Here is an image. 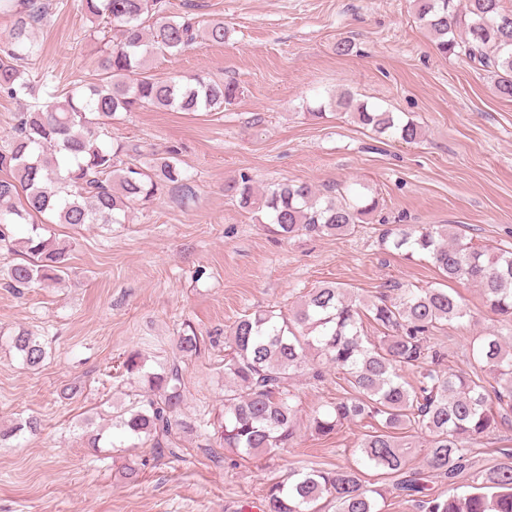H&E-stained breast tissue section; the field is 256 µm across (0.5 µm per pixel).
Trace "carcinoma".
Here are the masks:
<instances>
[{
	"label": "carcinoma",
	"instance_id": "cac0c4a2",
	"mask_svg": "<svg viewBox=\"0 0 512 512\" xmlns=\"http://www.w3.org/2000/svg\"><path fill=\"white\" fill-rule=\"evenodd\" d=\"M501 0H413L416 20L443 56L463 57L495 77L494 90L512 100V23ZM169 0H78L77 9L94 24L98 42L90 81L64 89L49 72L33 76L38 49L33 26L51 3L0 0V12L14 23L0 43V95L35 104L17 114L0 147V248L14 250L16 227L29 225L22 240L26 259L0 267V281L21 294L48 287L68 275L70 249L42 233L45 224H124L134 204L152 200L171 184L187 179L179 149L145 152L139 144H113L108 127L124 113L144 108L177 112L213 111L234 100L238 87L197 76L186 82L148 73L160 57H175L198 43H224V22L201 26L194 18L169 11ZM154 23H149V20ZM135 79H130V76ZM336 108L362 126L411 143L421 128L392 112L375 110L343 93L319 109ZM244 208L264 213L269 231L283 237L345 235L374 212L378 201L350 185L335 196H319L308 183H280L256 194L249 174L225 185ZM381 244L407 258L424 256L447 282L465 280L481 288L495 322L512 327V246L488 247L462 235H447L439 225L395 224ZM365 300L336 283L301 296L291 314L256 310L235 322L224 355V415L217 417L221 446L238 456L276 454L296 435V376L323 377L321 362L336 368L346 384L343 396L314 412L309 429L327 437L347 423L368 422L353 466L292 470L270 483L263 512H380L382 490L366 484L365 472L394 479L393 489L417 512H512V448L481 474L480 491L457 493L455 479L470 465V444L512 413V352L497 331L480 337L478 362L493 376L489 395L481 378L443 372L447 353L433 342L453 323L470 318L467 307L446 288H406L398 282ZM383 330L368 338L364 321ZM203 336L184 323L178 348L196 355ZM22 363L36 369L46 350L22 330L6 337ZM127 375L144 380L143 398L112 415V427L159 456L172 451V432L182 394V369L174 363L159 372L145 370L136 351L126 354ZM411 371L409 382L404 372ZM30 416L0 430V441L37 430ZM431 437L419 465L409 460L410 432ZM448 481V493L433 494L429 478Z\"/></svg>",
	"mask_w": 512,
	"mask_h": 512
}]
</instances>
